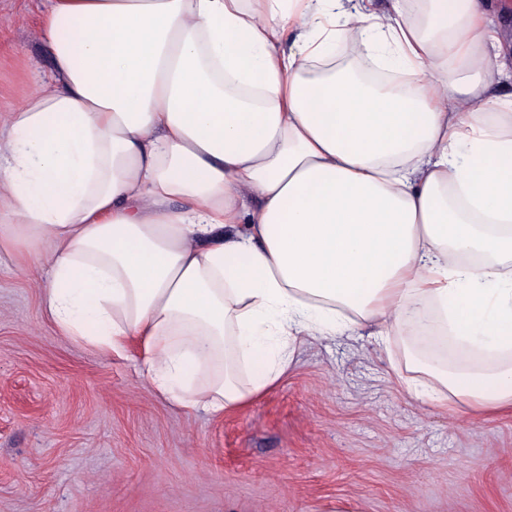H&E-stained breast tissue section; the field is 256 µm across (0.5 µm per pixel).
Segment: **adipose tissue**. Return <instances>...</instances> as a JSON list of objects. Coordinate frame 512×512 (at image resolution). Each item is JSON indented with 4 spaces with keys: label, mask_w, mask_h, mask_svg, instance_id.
Wrapping results in <instances>:
<instances>
[{
    "label": "adipose tissue",
    "mask_w": 512,
    "mask_h": 512,
    "mask_svg": "<svg viewBox=\"0 0 512 512\" xmlns=\"http://www.w3.org/2000/svg\"><path fill=\"white\" fill-rule=\"evenodd\" d=\"M422 3L45 0L53 69L0 102V252L189 413L246 406L306 337L427 312L484 359L407 353V393L512 406V57L480 0ZM352 32L401 89L318 73Z\"/></svg>",
    "instance_id": "obj_1"
}]
</instances>
